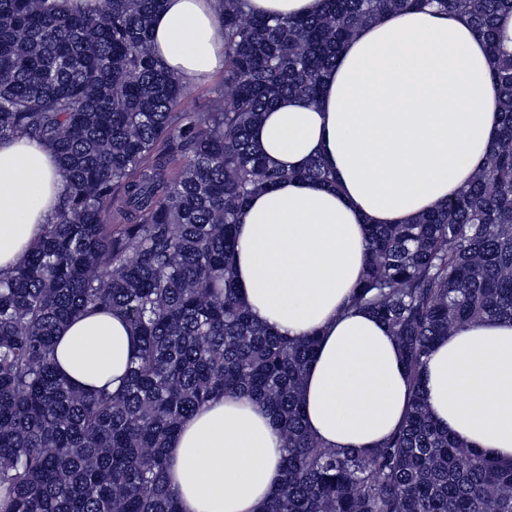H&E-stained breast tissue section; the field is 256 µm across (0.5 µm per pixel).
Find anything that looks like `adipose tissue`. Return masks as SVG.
<instances>
[{
	"instance_id": "ef3b65f1",
	"label": "adipose tissue",
	"mask_w": 512,
	"mask_h": 512,
	"mask_svg": "<svg viewBox=\"0 0 512 512\" xmlns=\"http://www.w3.org/2000/svg\"><path fill=\"white\" fill-rule=\"evenodd\" d=\"M324 0H248L252 14L310 16ZM150 48L187 87L224 70V24L211 0H165ZM488 52L463 20L410 11L379 17L342 48L318 100L282 98L254 128L287 172L239 215L236 273L256 322L319 338L303 384L308 430L332 448H373L404 422L410 384L387 324L346 310L373 224H406L465 187L499 130ZM322 159L331 183L296 178ZM64 192L55 153L0 142V270L52 221ZM134 354L121 314L71 321L60 374L89 390L123 377ZM431 418L473 449L512 460V323L463 326L421 370ZM280 427L259 400L225 396L188 417L167 450L181 512H258L281 485Z\"/></svg>"
}]
</instances>
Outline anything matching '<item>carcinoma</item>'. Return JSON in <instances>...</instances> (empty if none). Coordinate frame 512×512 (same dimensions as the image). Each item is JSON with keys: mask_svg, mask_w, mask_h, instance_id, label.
I'll use <instances>...</instances> for the list:
<instances>
[{"mask_svg": "<svg viewBox=\"0 0 512 512\" xmlns=\"http://www.w3.org/2000/svg\"><path fill=\"white\" fill-rule=\"evenodd\" d=\"M215 0L224 88L205 110L150 50L164 0H0V141L56 153L65 192L43 237L0 275V512H179L165 449L226 395L279 421L283 483L261 512H512V463L430 419L420 370L459 325L512 321V0H326L265 18ZM462 16L487 47L501 124L468 186L410 224H372L346 308L391 329L409 372L403 425L339 450L307 429L302 382L318 339L256 323L233 272L245 202L288 177L251 132L288 95L317 100L341 46L383 13ZM299 176L332 181L315 159ZM118 312L138 351L122 386L85 391L54 368L72 319Z\"/></svg>", "mask_w": 512, "mask_h": 512, "instance_id": "1", "label": "carcinoma"}]
</instances>
